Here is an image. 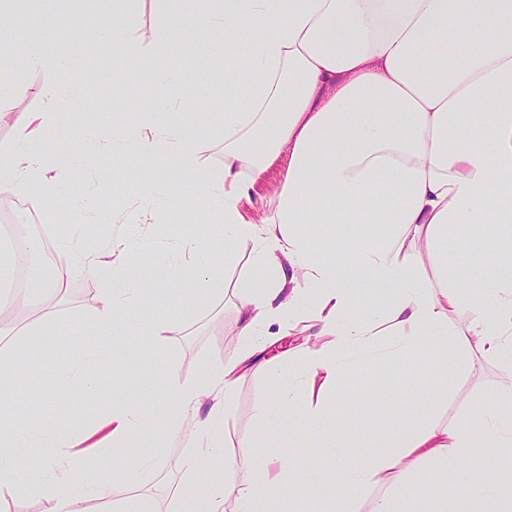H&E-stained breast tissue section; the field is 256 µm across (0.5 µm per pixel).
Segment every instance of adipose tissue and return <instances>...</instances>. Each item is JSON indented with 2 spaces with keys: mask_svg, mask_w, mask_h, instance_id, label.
Returning <instances> with one entry per match:
<instances>
[{
  "mask_svg": "<svg viewBox=\"0 0 512 512\" xmlns=\"http://www.w3.org/2000/svg\"><path fill=\"white\" fill-rule=\"evenodd\" d=\"M84 0H54L42 17L46 26L71 31L60 49H42L37 31L27 34L22 66L47 76L46 107L17 112L28 94L17 78L0 79V125L13 130L0 146V187L26 195L38 189L35 205L68 198L76 220L69 259L56 263L45 290L64 288L77 275L99 285L97 304L75 322L92 329L102 343L116 337L143 349L160 345L178 324L165 309L142 317L139 307L185 283V296L207 304L224 293V263L238 242L252 244L255 275L242 283L239 334L245 342L238 361L202 365L195 381L168 369L169 396L155 400L142 388L137 402H113L95 413L100 387L92 365L73 381L68 397L37 398L27 421L11 420L14 374L0 368V447L43 449L44 470L36 489L44 512H112L113 485L132 475L120 460L122 448L139 439L143 460L155 462L169 436L190 438L183 461L185 482L175 512H447L439 488L461 482L474 503L491 501L494 512H512V486L476 476L458 466L481 442L512 445V381L501 390V407L478 414V426L458 427L426 416L393 424L372 438L366 459H338L322 476L336 494L305 496L283 504L282 482L302 483L288 455L272 456L241 439L224 447L227 391L240 367L251 364L268 338L265 325L292 313L296 289L289 271L299 269L317 310L313 320L325 343L307 349L297 378L288 381L275 364H262L277 398L275 431L292 439L309 428L319 435L331 420L324 397L349 373L352 357H368L379 338L395 336L394 353L413 354L429 346L434 380L448 377V336L479 337L482 351L512 368V0H95L96 17L82 16ZM162 15L151 39L135 32L144 4ZM194 17L189 35L198 50L224 71L218 115L224 130V166L202 163L187 136V114L176 73L161 70V56L178 54L176 33ZM249 22L244 47L225 44V32ZM104 58L128 80L153 77L144 89L150 108L132 111L114 103L112 129L89 127L71 153L74 169L93 168L107 151L134 154L140 180L128 187L137 202L136 221L154 224L164 200L184 186L203 196L207 222L183 236L174 256L144 266L132 258L120 235L86 244L84 223L108 224L102 206L105 187L75 192L62 177L48 138L78 90L67 60ZM253 79L235 81L240 59ZM289 161L283 182L261 221L243 203L250 199L280 152ZM304 224H378L379 234L322 247L301 232ZM477 224L494 227L492 243L474 239L470 251L494 246L490 263L449 257L448 234ZM223 242L216 253L207 239ZM437 259L435 278L421 272L426 256ZM405 285L383 320L356 317L367 289ZM469 305V323L449 331L448 317ZM210 407H203V399ZM86 410L74 429L59 417ZM428 477L414 482L423 465ZM239 469L234 502H227L221 473Z\"/></svg>",
  "mask_w": 512,
  "mask_h": 512,
  "instance_id": "obj_1",
  "label": "adipose tissue"
}]
</instances>
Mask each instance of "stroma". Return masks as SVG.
<instances>
[{"instance_id": "obj_1", "label": "stroma", "mask_w": 512, "mask_h": 512, "mask_svg": "<svg viewBox=\"0 0 512 512\" xmlns=\"http://www.w3.org/2000/svg\"><path fill=\"white\" fill-rule=\"evenodd\" d=\"M163 68L179 71L183 77L181 94L187 102H194L201 88H208L207 107L197 110L191 117L188 133L200 147L202 162L213 168L224 165V135L216 129L217 112L224 109V85L213 81L212 59L199 54L192 43H185L180 55L160 60ZM91 75L96 86L94 92L81 95L65 117L66 125L60 131V151H67L69 139L79 134L87 120L98 119L103 127H111L112 95L99 94L100 86L119 89L133 103L142 100L141 81L123 82L113 73L111 65L94 68ZM139 164L135 157L108 154L88 172L79 177L84 187L94 185L122 187L137 180ZM178 204L168 207L158 234H150L141 224H127V232L137 245L136 259L154 258L161 247L188 233L192 226L201 224L202 206H189L186 195H178ZM37 226L43 231L40 239L43 249L56 258L68 255L67 242L73 215L70 209L55 203L37 207ZM253 264L250 243L241 241L234 246V259L224 271V296L207 306H192L176 299L157 296L153 305L144 306L142 315H149L153 307L168 309L180 324L176 334L167 336L160 352L159 362H141L135 350H127L124 359L104 357L98 367L101 387L93 406L105 412L112 406L114 394H134L143 385H150L156 398H167L169 393L167 366H174L182 380L191 382L198 375L202 363L221 365L236 361L243 349L239 331L240 294L238 287L245 280ZM97 286L90 279L78 276L68 285L65 293L55 298L52 316L59 337L69 338L66 353L49 350L53 371L40 385V392H64L68 384L66 375L76 366L85 347L95 341L92 330L74 336L72 322L82 312L96 304ZM412 371H404L405 357L393 356L380 361L377 373L355 369L345 381L326 398L336 418L335 424L325 430L322 440L302 436L296 447H289L286 439L270 431L261 419V411L272 408L274 392L262 371L249 368L240 372L229 404L228 426L225 431L227 445H237L247 437L266 447L267 451L292 453L300 462L307 477L302 490L312 496H327L333 488L317 483L316 478L329 465L327 445L350 442L351 452L358 457L370 456L373 432L389 429L392 422L406 421L420 414L456 425H470L476 412L495 404L502 385L512 378V370L499 361L484 356L478 337L465 344L448 342V380L446 385H434L430 379L431 348L424 347L414 354ZM387 404L389 413L378 410ZM190 451L187 437L171 439L158 463L145 466L140 462L143 452L134 444L123 449L121 460L134 475L129 485L112 488V499L120 503L142 495L150 499L158 512H172L174 496L166 490L170 478L179 476L184 457Z\"/></svg>"}]
</instances>
